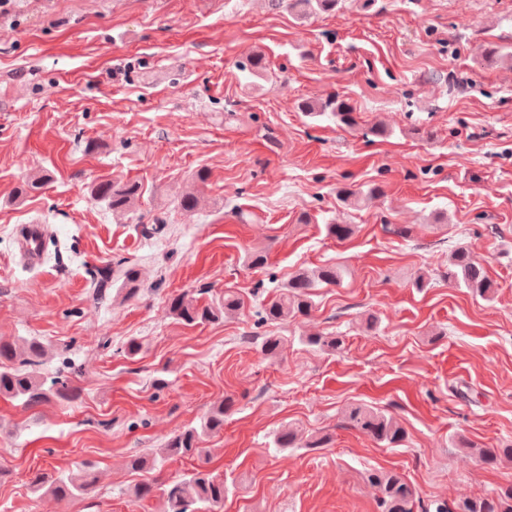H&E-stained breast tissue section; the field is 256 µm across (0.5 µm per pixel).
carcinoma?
Segmentation results:
<instances>
[{
  "label": "carcinoma",
  "instance_id": "carcinoma-1",
  "mask_svg": "<svg viewBox=\"0 0 512 512\" xmlns=\"http://www.w3.org/2000/svg\"><path fill=\"white\" fill-rule=\"evenodd\" d=\"M342 0H277V4L297 13L299 16L314 11L331 12L338 8ZM303 110L316 117L330 114L337 122L352 127L355 125L352 108L337 98L328 99L324 105L316 107L309 103ZM381 193L377 186L362 191L348 185L337 188L336 194L347 203L358 202L363 195L376 196ZM90 194L104 203L114 214H126L136 209L141 196V186L137 182L101 180L90 187ZM448 285L466 288L478 296H486L495 288L486 268L476 262L471 252L459 247L448 257ZM119 289L124 291L123 299L132 300L139 293V270L127 265L121 269ZM341 274L334 265L317 266L313 269H299L293 273L288 283L282 286L258 311L257 324H282L299 318H307L312 311L311 292L323 286L340 284ZM243 308V300L236 293L224 292V301L203 304L194 293L184 291L171 298L169 310L172 315L188 326L216 322ZM309 346L336 353L343 348V337L313 334L302 339ZM284 340L280 336H265L261 342L264 358L273 360L283 349ZM47 352L45 342L35 336L21 341L0 337V397L23 400L33 407L52 398L74 401L79 397L76 388L66 375L58 371L51 376L41 372ZM235 400L228 397L213 408L200 426L187 427L167 438L161 457L149 454L130 456L127 467L132 471H143L155 467L158 459L164 460L196 457L205 460L210 449L203 447L207 438L224 430V416L233 409ZM344 420L373 441L389 448L403 445L405 429L391 416L365 406H352L344 415ZM330 442L327 434L302 435L288 426L278 431L276 444L280 448H324ZM472 456L481 464L495 467L512 462V446L504 448H479ZM98 474L89 463L82 464L79 473L60 474L48 477L38 472L31 479L36 492H44L58 502H65L76 495L88 493L97 482ZM367 481L376 489L379 512H512V486L501 488L490 495L468 497L448 504L434 502L425 504L416 495L414 488L397 471L373 470ZM164 512H199L203 504L215 512L224 504V478L204 467H199L188 477L174 480L161 488Z\"/></svg>",
  "mask_w": 512,
  "mask_h": 512
}]
</instances>
